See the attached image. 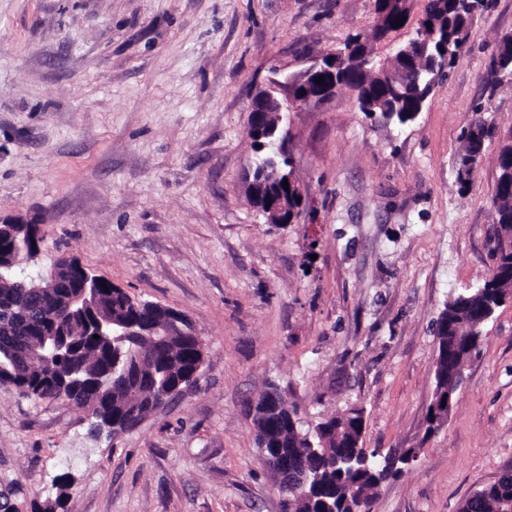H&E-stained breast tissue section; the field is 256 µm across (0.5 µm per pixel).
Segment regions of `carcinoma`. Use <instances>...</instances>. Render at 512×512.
I'll use <instances>...</instances> for the list:
<instances>
[{
	"label": "carcinoma",
	"instance_id": "carcinoma-1",
	"mask_svg": "<svg viewBox=\"0 0 512 512\" xmlns=\"http://www.w3.org/2000/svg\"><path fill=\"white\" fill-rule=\"evenodd\" d=\"M473 11L485 7L486 0H475ZM473 11L461 12L453 0H426L424 16L438 22V28L430 40V48L448 43V56H439L438 62L426 59L425 64L415 67L403 64L408 70L404 80L383 83L376 78L381 63L367 51L370 57L368 70L364 72L339 73L336 84L353 91L364 106L370 99L377 105L375 111L396 112L394 122L404 125L411 121L412 112L426 105L445 69L451 68L461 57L466 44ZM379 23L374 29V38L380 40L399 27L393 22L404 17L400 12L388 14L376 10ZM437 69H432V64ZM512 64V38H502L492 56L491 71L496 74L501 68ZM493 136V127L481 115L474 113L468 126L465 141L487 140ZM497 184L493 198L494 223L500 229H512V139L501 144L497 157ZM34 232L31 224H0V340L9 337L13 341L15 354L27 358L15 366L5 364L0 372V383L14 386L22 395L34 399H46L61 387L68 390L76 399V407L91 413L92 423L101 420L117 421L136 411L142 412L147 406V398L142 394V386L132 378L137 372L142 379H150L163 387L186 369L190 353L197 345L192 336L195 328L186 326L189 336H174L170 340L168 354L154 357L150 337L140 335L142 326L128 332L118 329V336L93 338L95 331L89 329L94 313L80 307H69L68 294L47 293L43 298L35 297L28 289L32 278L23 274V269L12 263V245L26 239ZM489 256L492 261V274L483 283V296L487 297L499 288L512 289V254L497 232L489 238ZM475 293L465 291L451 298L441 313V323L448 325V335L455 330L472 328L470 320L475 313ZM141 302L132 299L126 291L116 287L102 302L105 315L129 327L138 322L137 308ZM55 337L66 345L57 355L43 348L44 334ZM255 440L260 436L279 437L283 440L288 454L298 455V446L306 444L310 438L320 444L318 430H303L296 408L281 411L278 415L255 421ZM336 436L329 439V447L320 449L322 453L320 482L318 490L311 498H296L291 512H318L319 506L329 502L340 512L350 508L342 500V490L354 486L361 491L379 480L393 475L391 470L376 468L348 470L336 467V458L358 453L371 458L378 456L357 446L364 430L363 411L351 409L335 418ZM70 482L60 478L54 487L55 499H46L35 506L39 512H55L67 496ZM512 491V474H504L499 484L482 487V492L466 499L460 512H498L502 499Z\"/></svg>",
	"mask_w": 512,
	"mask_h": 512
}]
</instances>
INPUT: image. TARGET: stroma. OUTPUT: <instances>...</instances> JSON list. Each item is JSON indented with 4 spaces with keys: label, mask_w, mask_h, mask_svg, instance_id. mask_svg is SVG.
Wrapping results in <instances>:
<instances>
[{
    "label": "stroma",
    "mask_w": 512,
    "mask_h": 512,
    "mask_svg": "<svg viewBox=\"0 0 512 512\" xmlns=\"http://www.w3.org/2000/svg\"><path fill=\"white\" fill-rule=\"evenodd\" d=\"M375 24L374 0H0V218L43 236L25 274L76 258L184 312L207 347L192 388L117 435L0 384V499L15 512L62 474L57 512H281L250 408L273 383L304 427L357 408L364 447L416 451L371 512H458L512 466L510 303L427 430L436 320L492 272L512 79L490 62L512 0L475 14L413 123L367 116L346 88L285 113L306 192L288 227L265 224L243 188L255 94ZM477 111L498 138L462 193Z\"/></svg>",
    "instance_id": "stroma-1"
}]
</instances>
